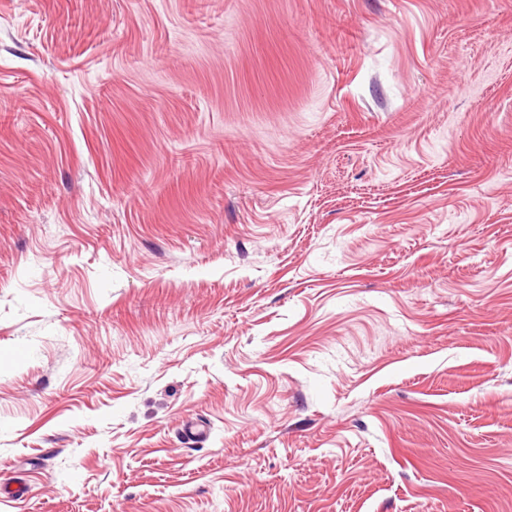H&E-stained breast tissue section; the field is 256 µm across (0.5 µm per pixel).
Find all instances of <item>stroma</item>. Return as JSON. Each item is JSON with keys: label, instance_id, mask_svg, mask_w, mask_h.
I'll return each mask as SVG.
<instances>
[{"label": "stroma", "instance_id": "1", "mask_svg": "<svg viewBox=\"0 0 512 512\" xmlns=\"http://www.w3.org/2000/svg\"><path fill=\"white\" fill-rule=\"evenodd\" d=\"M0 512H512V0H0Z\"/></svg>", "mask_w": 512, "mask_h": 512}]
</instances>
